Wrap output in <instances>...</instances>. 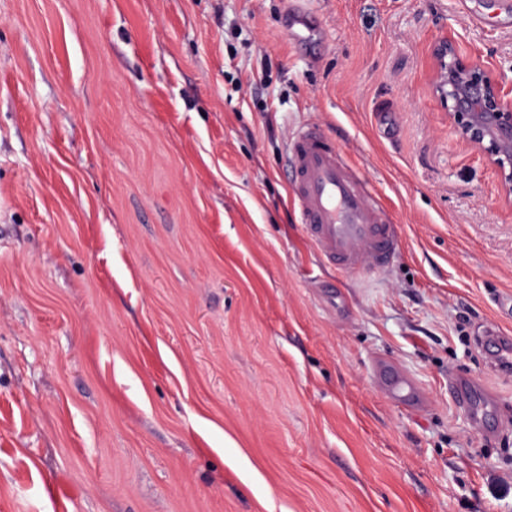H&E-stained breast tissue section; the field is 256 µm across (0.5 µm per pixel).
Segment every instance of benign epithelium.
<instances>
[{"mask_svg":"<svg viewBox=\"0 0 512 512\" xmlns=\"http://www.w3.org/2000/svg\"><path fill=\"white\" fill-rule=\"evenodd\" d=\"M435 91L448 106L461 136L484 149L501 169L506 192H512V87L491 81L479 64L456 58L444 38L434 50Z\"/></svg>","mask_w":512,"mask_h":512,"instance_id":"1","label":"benign epithelium"}]
</instances>
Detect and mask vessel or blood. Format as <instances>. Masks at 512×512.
<instances>
[{
  "instance_id": "vessel-or-blood-1",
  "label": "vessel or blood",
  "mask_w": 512,
  "mask_h": 512,
  "mask_svg": "<svg viewBox=\"0 0 512 512\" xmlns=\"http://www.w3.org/2000/svg\"><path fill=\"white\" fill-rule=\"evenodd\" d=\"M291 171V204L301 229L321 259L342 275L373 272L391 265L400 253L399 228L359 169L331 136L310 126L291 139L287 154ZM496 350L497 371L512 372V338L487 332ZM381 391L407 407L423 405V395L408 374L377 367ZM456 399L472 413L488 412L493 402L476 379L455 383Z\"/></svg>"
}]
</instances>
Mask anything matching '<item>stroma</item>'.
Listing matches in <instances>:
<instances>
[{"label": "stroma", "mask_w": 512, "mask_h": 512, "mask_svg": "<svg viewBox=\"0 0 512 512\" xmlns=\"http://www.w3.org/2000/svg\"><path fill=\"white\" fill-rule=\"evenodd\" d=\"M289 2L0 0V512H512V375L478 341L512 336V204L433 86L443 37L512 81V28L305 0L299 45ZM309 124L400 226L392 266L303 237ZM379 364L378 383L381 391L392 401L407 407L423 406L424 397L415 380L408 374L400 373ZM454 387L455 398L470 409L475 419L480 411L484 414L492 408V399L478 379L459 380Z\"/></svg>", "instance_id": "35a3bbf8"}]
</instances>
